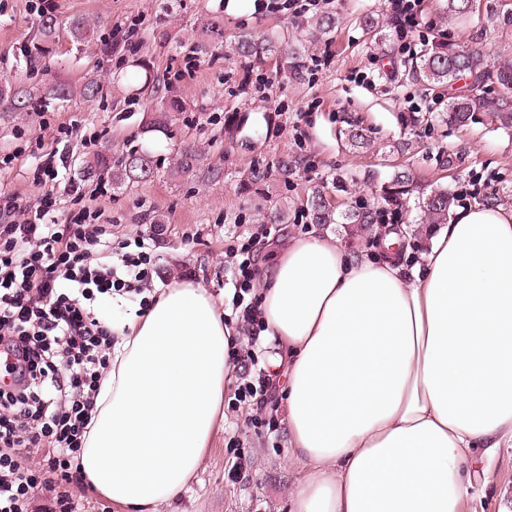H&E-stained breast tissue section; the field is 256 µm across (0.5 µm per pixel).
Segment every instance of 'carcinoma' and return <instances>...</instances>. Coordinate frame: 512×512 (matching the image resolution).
Masks as SVG:
<instances>
[{
    "mask_svg": "<svg viewBox=\"0 0 512 512\" xmlns=\"http://www.w3.org/2000/svg\"><path fill=\"white\" fill-rule=\"evenodd\" d=\"M484 8L483 19L487 27H501L512 30V0H444L443 13L459 20H465L478 8ZM338 19L331 13L314 15L307 22L309 39L313 42L328 36L337 26ZM41 40L35 46L36 53L29 55L34 60L49 52L48 44L56 35L54 19L45 17L39 25ZM89 24L84 20L73 21L70 37L73 42L82 44L93 38ZM224 18L218 15L209 18L202 29L198 48L207 50L211 44L223 41ZM280 41L274 36L254 40L245 35L238 39L236 50L244 56L261 62L265 57L278 51ZM405 76L416 83L434 91L443 87L453 90L454 81L459 77L469 78V88L464 94L448 97V111L438 113V118L446 123L466 127L471 124H493L498 129L512 131V60L493 61L483 48L474 46L463 49L441 38L433 40L421 50ZM100 88L94 84L76 87L59 84L55 95L60 101H67L75 95L85 99H94ZM33 107L32 98L27 91L16 90L0 82V110L3 112H23ZM178 109L177 101L171 100L158 109L157 115L147 123L151 131L167 129L166 113ZM347 144L354 149H363L371 145L370 136L365 128L349 122L341 129ZM199 154L189 148L181 152L177 167L180 172L189 174L197 169ZM88 175H106L117 183H142L154 177L153 160L137 150L115 158L108 148L93 154L86 164ZM417 189L410 169L400 168L380 189V197L385 203H400L411 198ZM455 196L442 185L422 189L418 194L417 205L421 211L420 234L441 224L448 223L455 207ZM308 211L314 224H336L334 211L325 195L318 191L308 200ZM379 208L365 201L358 202L344 214L350 237L367 239L372 237L378 224Z\"/></svg>",
    "mask_w": 512,
    "mask_h": 512,
    "instance_id": "obj_1",
    "label": "carcinoma"
}]
</instances>
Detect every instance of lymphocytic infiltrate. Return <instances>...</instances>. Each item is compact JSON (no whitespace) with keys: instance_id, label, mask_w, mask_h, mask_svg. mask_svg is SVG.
<instances>
[{"instance_id":"lymphocytic-infiltrate-1","label":"lymphocytic infiltrate","mask_w":512,"mask_h":512,"mask_svg":"<svg viewBox=\"0 0 512 512\" xmlns=\"http://www.w3.org/2000/svg\"><path fill=\"white\" fill-rule=\"evenodd\" d=\"M80 205L67 223H46L56 199L38 207L0 191V512H32V493L53 484L46 512H80L70 490L113 336L96 318L97 296L135 297L147 307L156 256L145 236L114 241L98 211ZM259 235L227 248L234 261L232 306L249 345L264 330L255 264ZM41 450L38 461L27 457Z\"/></svg>"}]
</instances>
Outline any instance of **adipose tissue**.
I'll list each match as a JSON object with an SVG mask.
<instances>
[{
    "mask_svg": "<svg viewBox=\"0 0 512 512\" xmlns=\"http://www.w3.org/2000/svg\"><path fill=\"white\" fill-rule=\"evenodd\" d=\"M290 240L263 277L260 335L285 371L291 512H460L471 452L512 440V211H459L420 259ZM115 343L81 454L93 491L157 512L197 473L237 341L208 288L113 310Z\"/></svg>",
    "mask_w": 512,
    "mask_h": 512,
    "instance_id": "1",
    "label": "adipose tissue"
}]
</instances>
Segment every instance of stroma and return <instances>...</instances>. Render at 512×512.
<instances>
[{"mask_svg":"<svg viewBox=\"0 0 512 512\" xmlns=\"http://www.w3.org/2000/svg\"><path fill=\"white\" fill-rule=\"evenodd\" d=\"M442 0H419L428 35L443 34L449 41L470 46L476 22L444 19ZM54 17L58 43L29 65L23 53L36 32L39 18L29 0H0V79L36 94L39 104L23 112H0V155L13 162L0 168V189L14 193L29 207H37L44 190L33 183V171L42 155L58 150L67 160L51 192L57 198L52 214L63 223L75 207L66 186L81 181L92 206L112 226L115 238L151 235L158 256L154 284L181 279L204 282L218 306L230 304L234 292L225 249L234 237H248L257 229V213L271 206L286 209L289 221L274 224L263 239L259 261L288 240L326 232L345 239L342 225L297 223L307 200L323 191L341 215L355 201L379 199L397 163L412 167L419 188L430 184L450 191L472 189L467 205H483L495 198L512 210V131L477 124L458 129L436 120L447 99L436 98L422 85L394 81V72L410 64L401 55L393 28L369 39L360 26L368 13L387 15L386 0H320L322 11L340 23L329 40L309 46L302 77H294L280 54L262 64L239 56V36L265 37L288 33L290 43L305 39L306 17L288 9L265 7L264 0H57ZM224 19L221 46L200 55L199 67L185 72L189 43L206 20ZM83 17L97 26V41L71 43L68 25ZM141 19L134 43L124 41L121 27L127 17ZM111 39L118 48L100 59L97 42ZM270 79L264 95L246 91L249 76ZM58 82L76 86L88 82L102 92L93 100L76 96L54 99L50 88ZM178 100L180 111L170 113L166 131L148 132L149 121L161 98ZM432 114L433 120L410 125V114ZM359 121L374 142L372 149L352 152L338 131L345 118ZM75 127L79 135L56 141L59 124ZM96 133V145H83L81 133ZM306 144L297 147L296 134ZM409 143L402 155H389L391 144ZM108 145L113 155L132 149L151 154L157 176L133 186L84 178L82 167L95 146ZM200 155L199 168L178 173L176 159L183 147ZM452 154L453 170L442 169L439 157ZM301 158L300 166L283 172L280 163ZM222 169L215 180L211 169ZM266 178L248 184L252 170ZM358 177L352 192L337 188V178ZM266 414L277 421L276 431L254 432L251 406H225L224 421L203 455L188 488L159 512H289V491L301 478L288 463L287 405L277 396ZM248 467L243 478L228 475L237 454ZM478 479L462 505V512H512V447L493 455L477 450Z\"/></svg>","mask_w":512,"mask_h":512,"instance_id":"obj_1","label":"stroma"}]
</instances>
